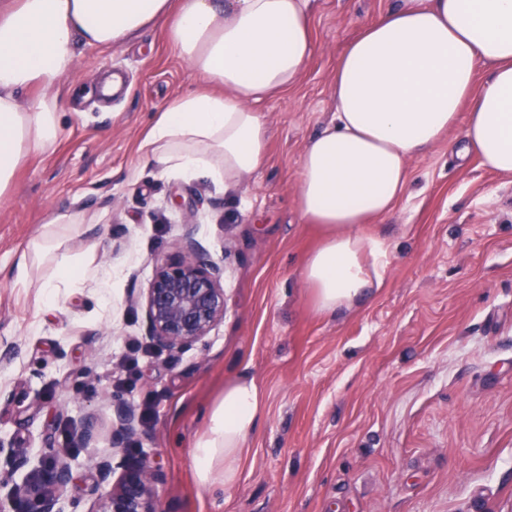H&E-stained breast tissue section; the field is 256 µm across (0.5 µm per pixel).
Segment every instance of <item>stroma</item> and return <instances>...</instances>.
<instances>
[{
  "label": "stroma",
  "instance_id": "stroma-1",
  "mask_svg": "<svg viewBox=\"0 0 512 512\" xmlns=\"http://www.w3.org/2000/svg\"><path fill=\"white\" fill-rule=\"evenodd\" d=\"M393 4L311 0L314 53L294 87L256 103L268 155L229 193L140 157L159 109L199 83L161 27L78 47L57 144L0 199V335L15 344L0 368V437L29 456L14 482L68 463L61 512H89L120 397L143 414L138 448L164 473L165 512H512V179L460 162L454 127L409 161L406 199L362 227L391 244L381 288L322 315L301 277L323 231L298 214L300 155L333 116L338 57ZM118 69L126 88L103 99ZM75 208L88 229L60 242L83 279L49 292L15 283L17 253ZM189 230L224 264L226 307L202 343L171 353L146 337L139 299L155 258ZM241 373L263 389L265 416L239 483L206 486L192 447ZM91 412L104 439L68 447Z\"/></svg>",
  "mask_w": 512,
  "mask_h": 512
}]
</instances>
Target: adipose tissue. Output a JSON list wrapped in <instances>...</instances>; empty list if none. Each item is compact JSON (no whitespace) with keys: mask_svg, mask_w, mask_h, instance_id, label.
Instances as JSON below:
<instances>
[{"mask_svg":"<svg viewBox=\"0 0 512 512\" xmlns=\"http://www.w3.org/2000/svg\"><path fill=\"white\" fill-rule=\"evenodd\" d=\"M163 22L171 49L201 78L172 97L139 150L161 171L231 190L265 163L268 131L255 103L299 81L314 50L309 0H6L0 6V198L31 154L56 145L55 92L77 44L109 47ZM486 68L478 82V68ZM38 95L29 103L20 96ZM336 110L299 158L298 211L322 227L301 275L322 314L349 308L380 287L387 239L357 227L391 213L409 188L408 162L467 122L459 157L512 176V0H397L347 45L333 76ZM34 238L11 275L45 288L85 271L60 252L54 228L79 233V210ZM38 254L51 256L42 278ZM265 415L255 378L224 386L206 435L193 445L200 483L235 486L247 441Z\"/></svg>","mask_w":512,"mask_h":512,"instance_id":"ef3b65f1","label":"adipose tissue"}]
</instances>
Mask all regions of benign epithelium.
<instances>
[{"mask_svg":"<svg viewBox=\"0 0 512 512\" xmlns=\"http://www.w3.org/2000/svg\"><path fill=\"white\" fill-rule=\"evenodd\" d=\"M142 305L146 336L155 346L172 352L190 348L224 319V265L188 232L177 254L155 260ZM112 413L117 421L110 440L112 456L94 462L99 495L89 512H164L158 496L161 468L135 449L141 414L119 398L112 400ZM99 436L98 418L91 414L71 435L72 447L88 448ZM0 456L11 471L28 462L26 449L1 437ZM72 487L70 467L59 462L42 479L13 484L0 496V512H17L20 506L29 512H57L60 498Z\"/></svg>","mask_w":512,"mask_h":512,"instance_id":"obj_1","label":"benign epithelium"}]
</instances>
